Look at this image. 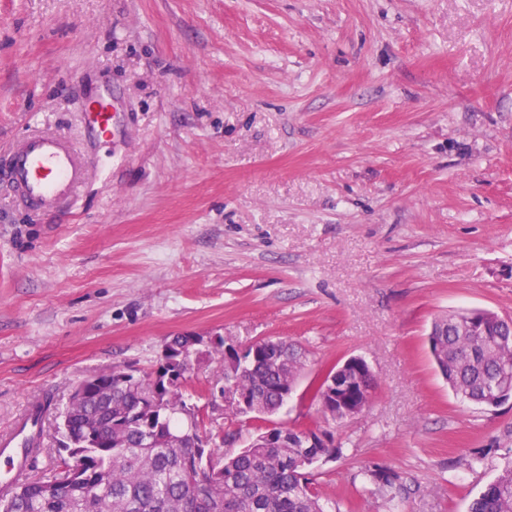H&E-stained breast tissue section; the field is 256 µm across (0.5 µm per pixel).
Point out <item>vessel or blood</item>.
I'll list each match as a JSON object with an SVG mask.
<instances>
[{
  "label": "vessel or blood",
  "mask_w": 512,
  "mask_h": 512,
  "mask_svg": "<svg viewBox=\"0 0 512 512\" xmlns=\"http://www.w3.org/2000/svg\"><path fill=\"white\" fill-rule=\"evenodd\" d=\"M82 112L93 138L111 136L113 114L107 100L87 101ZM87 175L84 153L52 133L23 135L0 156V182L12 190L18 210L33 217L72 212ZM43 419L32 406L0 433V495H8L33 470Z\"/></svg>",
  "instance_id": "obj_1"
}]
</instances>
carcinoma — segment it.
I'll return each instance as SVG.
<instances>
[{
    "label": "carcinoma",
    "mask_w": 512,
    "mask_h": 512,
    "mask_svg": "<svg viewBox=\"0 0 512 512\" xmlns=\"http://www.w3.org/2000/svg\"><path fill=\"white\" fill-rule=\"evenodd\" d=\"M485 326L472 335L456 315L432 323L428 337L433 361L453 394L463 401L492 406L496 385L512 377V323L486 311L470 313ZM306 349L279 340L257 353L235 355L224 387L248 401L255 418L281 408V390L296 386L307 366ZM181 380L154 388L129 366L112 368L89 394L69 399L57 426L60 475L24 482L0 496V512H324L309 468L336 452L330 432L318 448L297 447L298 438L250 443L237 452L191 448L185 437L199 424L197 405L182 378L192 366H173ZM341 401L332 385L314 388L312 400L327 421L336 406L356 411L364 389L377 386L367 365L353 362L344 376ZM369 475L384 489L401 488L400 475L375 465ZM469 512H512V470L503 473L476 499Z\"/></svg>",
    "instance_id": "cac0c4a2"
}]
</instances>
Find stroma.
Instances as JSON below:
<instances>
[{"label": "stroma", "instance_id": "stroma-1", "mask_svg": "<svg viewBox=\"0 0 512 512\" xmlns=\"http://www.w3.org/2000/svg\"><path fill=\"white\" fill-rule=\"evenodd\" d=\"M109 91L74 223L0 184V432L180 333L286 339L309 364L276 420L331 427L327 512H467L512 468V398L457 399L426 338L458 308L512 317V0H0V153L85 145ZM351 357L378 386L326 424L307 390ZM223 384L214 354L189 374L220 454L255 433ZM88 133L96 140L112 136V120L110 103L104 98L87 101L82 109Z\"/></svg>", "mask_w": 512, "mask_h": 512}]
</instances>
